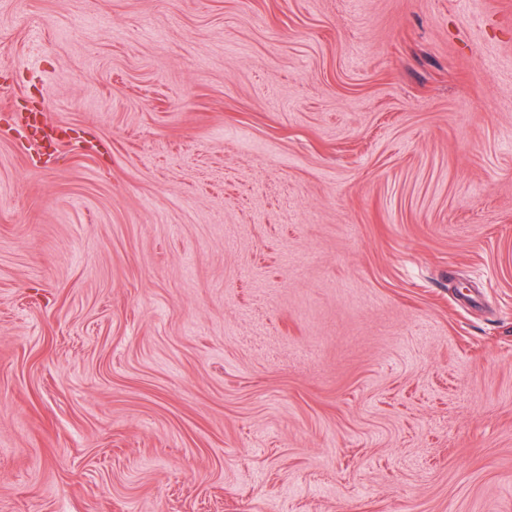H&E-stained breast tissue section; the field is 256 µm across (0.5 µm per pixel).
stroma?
Returning a JSON list of instances; mask_svg holds the SVG:
<instances>
[{"label": "stroma", "mask_w": 512, "mask_h": 512, "mask_svg": "<svg viewBox=\"0 0 512 512\" xmlns=\"http://www.w3.org/2000/svg\"><path fill=\"white\" fill-rule=\"evenodd\" d=\"M0 512H512V0H0Z\"/></svg>", "instance_id": "obj_1"}]
</instances>
